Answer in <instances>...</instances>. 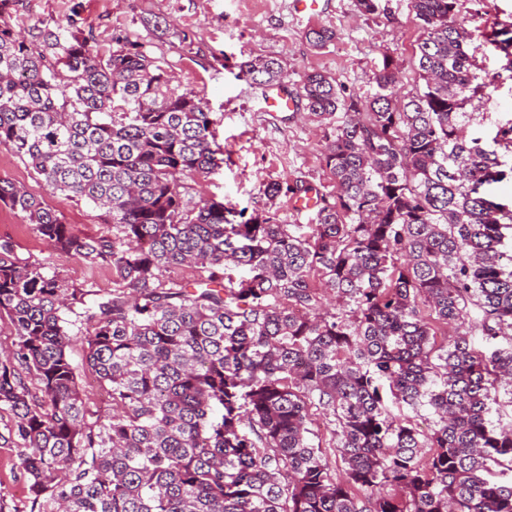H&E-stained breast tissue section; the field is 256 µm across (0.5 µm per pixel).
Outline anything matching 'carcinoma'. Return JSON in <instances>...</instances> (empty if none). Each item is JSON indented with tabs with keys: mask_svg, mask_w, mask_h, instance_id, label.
<instances>
[{
	"mask_svg": "<svg viewBox=\"0 0 512 512\" xmlns=\"http://www.w3.org/2000/svg\"><path fill=\"white\" fill-rule=\"evenodd\" d=\"M14 2L0 0V146L111 226L79 235L0 178V204L56 251L112 270L109 293L72 288L0 239V315L15 330L0 441L18 449L30 512H512V418L491 419L500 393L512 404V207L491 189L512 181V122L490 141L465 134L483 124L466 106L487 84L459 0H412L414 93L396 95L386 53L364 100L304 76L336 183L308 225L265 209L236 221L214 199L188 207L182 178L219 164L202 99L172 90L127 37L103 48L46 21L27 43L3 20ZM305 38L323 49L336 31ZM239 69L261 87L284 78L275 58ZM183 265L193 281L166 276ZM84 324L83 363L110 414L85 404L68 355ZM449 327L453 341H438Z\"/></svg>",
	"mask_w": 512,
	"mask_h": 512,
	"instance_id": "cac0c4a2",
	"label": "carcinoma"
}]
</instances>
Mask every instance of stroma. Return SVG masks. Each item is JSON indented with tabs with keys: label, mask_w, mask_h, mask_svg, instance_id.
Segmentation results:
<instances>
[{
	"label": "stroma",
	"mask_w": 512,
	"mask_h": 512,
	"mask_svg": "<svg viewBox=\"0 0 512 512\" xmlns=\"http://www.w3.org/2000/svg\"><path fill=\"white\" fill-rule=\"evenodd\" d=\"M325 3L324 11L310 20L293 14L291 0H16L9 22L30 36L41 21L65 25L74 19L101 46H109L116 32L144 43L166 68L177 92L203 97L224 150L223 163L210 174L183 179L185 201L193 206L213 198L236 211H275L282 224H309L314 210L295 209L285 198L266 199L261 190L271 181L302 180L335 198V184L320 163L326 128L308 120L301 108L266 111L263 88L242 77L239 63L276 58L284 63L285 80L292 86H300L306 72L321 70L347 93L364 96L373 90L372 68L388 53L400 71L402 92L422 85L411 0H382L385 12L379 16L361 15L354 0ZM458 16L473 36L470 50L488 83L485 94L474 97L467 109L483 114L481 130L490 138L499 125L512 121V74L494 43L497 31L512 26V0H459ZM155 17L169 22L170 34L146 28V20ZM314 22L336 30L329 47L316 50L306 41L305 32ZM182 31L190 35V43L179 40ZM0 177L24 185L59 210L76 233L95 237L107 232L104 211L53 195L32 168L2 146ZM1 238L11 239L20 257L47 262L71 286L90 282L104 293L112 289L108 268H92L53 251L21 215L0 205ZM24 483L16 449L0 447V512H29Z\"/></svg>",
	"instance_id": "stroma-1"
}]
</instances>
